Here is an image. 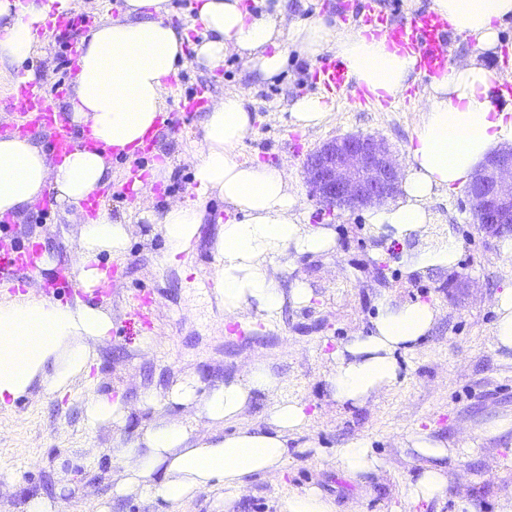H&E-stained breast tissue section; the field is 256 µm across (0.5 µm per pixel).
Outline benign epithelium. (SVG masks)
I'll use <instances>...</instances> for the list:
<instances>
[{"label":"benign epithelium","instance_id":"7a95c632","mask_svg":"<svg viewBox=\"0 0 512 512\" xmlns=\"http://www.w3.org/2000/svg\"><path fill=\"white\" fill-rule=\"evenodd\" d=\"M309 193L329 209L381 204L398 189L401 169L386 142L372 134L331 138L307 155ZM475 223L512 228V148L489 154L466 189Z\"/></svg>","mask_w":512,"mask_h":512}]
</instances>
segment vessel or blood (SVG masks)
<instances>
[{"instance_id":"1","label":"vessel or blood","mask_w":512,"mask_h":512,"mask_svg":"<svg viewBox=\"0 0 512 512\" xmlns=\"http://www.w3.org/2000/svg\"><path fill=\"white\" fill-rule=\"evenodd\" d=\"M357 15L360 19L359 31L363 36L385 39L391 48L414 56L416 68L423 78L436 76L447 68L452 35L447 20L438 14L423 11L395 20L372 9L365 2ZM315 80L325 93L346 98L350 106L364 107L374 102L365 90L353 86L346 68L335 57L329 56L319 62ZM11 103L24 116L21 125L16 128L17 133L26 134L42 126L51 129L50 144L59 155L70 153L80 146V136L52 105L40 83H19L18 93ZM0 267H15L34 276L43 275L52 288L70 285L63 270L41 273L27 253L0 255Z\"/></svg>"}]
</instances>
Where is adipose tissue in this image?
<instances>
[{
	"label": "adipose tissue",
	"mask_w": 512,
	"mask_h": 512,
	"mask_svg": "<svg viewBox=\"0 0 512 512\" xmlns=\"http://www.w3.org/2000/svg\"><path fill=\"white\" fill-rule=\"evenodd\" d=\"M166 0H125L117 19L104 18L86 34L77 59L69 110L74 124L88 126L94 148L81 147L54 159L41 146L17 137L0 139V215L34 205L43 191L58 203L80 206L109 181L106 148L133 154L155 128L171 78L186 59L185 30L165 17ZM70 13L79 0H0V67L18 66L35 52L37 31L51 7ZM430 9L447 19L451 31L472 40L479 52L496 50L500 32L512 21V0H431ZM197 19L205 29L193 44L196 63L220 67L227 50L246 56L257 76L268 79L285 65L289 50L308 59L333 54L356 85L378 97H397L416 69L414 57L389 48L385 40L337 31L323 16L288 21L282 9L249 17L241 0H198ZM498 74L469 60L449 66L429 85L424 118L408 149L402 194L393 203L371 207L368 224L378 235L406 243L430 220L428 203L440 192H455L471 180L492 146L512 143V108L495 106L488 91ZM252 112L245 97L225 94L204 121V143L195 167L196 200L177 202L162 217H150L166 245L168 258L183 252L202 222L200 202L223 198L228 218L214 243L217 305L230 318L246 311L261 319L277 317L285 303L307 305L313 291L303 280L282 288L269 272L271 260L290 266L305 255L336 248L331 227L300 223L297 199L286 169L258 160L236 161L233 149L250 133ZM132 227L107 212L82 224L76 251L81 288H96L102 272L100 253H124ZM461 247L455 238L405 256L408 272L454 267ZM436 320L430 304H397L381 299L369 335L355 336L332 354L329 378L336 402L359 405L399 385L398 355L411 351ZM112 318L103 306L83 301L63 304L17 294L0 300V409L12 408L33 385L66 391L96 363L97 342L109 336ZM280 380L264 364H251L246 377H232L203 387L198 377L180 378L166 392V404L196 408L208 421L200 434L184 420L158 415L129 443L115 441L112 462L118 469L111 495L159 498L171 505L191 501L203 491H217L214 512L239 495L250 476L279 474L290 457L289 439L309 424L299 402L285 400L269 411L265 425L243 421L254 392H271ZM84 412L90 426L124 425L130 410L122 398L89 393ZM237 423L225 433L227 423ZM426 463L407 496L416 502L439 497L448 483L441 459L457 451L429 433L408 437Z\"/></svg>",
	"instance_id": "1"
}]
</instances>
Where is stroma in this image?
Here are the masks:
<instances>
[{
	"label": "stroma",
	"instance_id": "stroma-1",
	"mask_svg": "<svg viewBox=\"0 0 512 512\" xmlns=\"http://www.w3.org/2000/svg\"><path fill=\"white\" fill-rule=\"evenodd\" d=\"M278 1L295 18L329 14L340 30L355 27L347 0L244 3L259 15ZM38 37L39 52L25 68L44 84L57 109L68 113L79 36L73 33L61 42L42 28ZM316 66L292 51L281 72L263 80L231 50L215 70L190 63L181 67L166 103L167 111H175L181 97L200 89L212 101L229 92L251 97L252 131L235 150V159L286 166L302 223L324 224L336 232L334 252L300 257L280 276L284 284L306 280L314 299L302 307L285 305L272 320L244 317L247 334L234 333L211 289L188 279V262L196 255L207 259L201 277L216 276L213 244L224 202L215 195L203 204V222L190 250L165 260L161 234L142 215L159 216L171 201L195 199L204 113L184 119L179 132L160 141L152 155L142 156L146 172L162 166L166 173L136 197L119 195L130 159L112 157V180L100 188L99 204L112 218L131 224L132 235L123 255H99V264L115 269L116 285L112 292L91 296L110 312L112 332L97 343V363L88 377L75 380L62 394L34 388L12 409L0 410V512H24L27 499L35 495L52 501L55 512H97L117 474L112 443L118 437L135 439L146 418L137 409L145 393L161 401L169 385L184 374L196 373L210 387L227 376H246L256 362L270 367L281 386L255 394L247 422L263 424L274 403L289 398L305 406L310 423L290 440L291 456L283 472L254 476L223 512H279L282 499L311 489L330 498L335 512H460L464 503L472 512H502L512 502V430L484 434L487 423L512 414V353L496 349L492 337L496 296L512 286V264L501 256L499 237L475 224L460 191L434 196L430 223L405 246L375 236L365 210H330L310 197L303 162L311 150L338 135L377 134L399 166H406L426 96L418 91L413 105L387 112L369 106L354 109L336 99L321 126L303 130L292 124L288 100L320 93ZM87 219L84 210L57 203L48 207L40 201L20 214L6 215L9 228L4 235L17 246H37L52 264H65L71 271L75 242ZM450 237L461 244L455 267L407 273V250ZM145 293L151 300L150 324L125 321L130 295ZM384 297L430 303L437 310L436 322L412 351L400 354L404 378L396 388L360 406H340L328 386L331 354L352 336L368 335L377 302ZM147 337L153 347L146 352L141 342ZM91 391L122 395L133 406L124 427L86 424L83 402ZM417 430L461 450L441 496L428 504L406 496L424 463L406 446L409 434ZM358 439L383 462L380 474L362 481L349 477L336 462L337 449Z\"/></svg>",
	"mask_w": 512,
	"mask_h": 512
}]
</instances>
